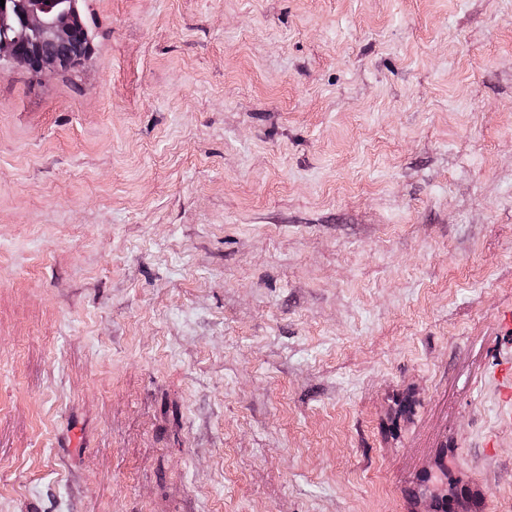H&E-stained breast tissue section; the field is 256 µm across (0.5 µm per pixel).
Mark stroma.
<instances>
[{
	"mask_svg": "<svg viewBox=\"0 0 512 512\" xmlns=\"http://www.w3.org/2000/svg\"><path fill=\"white\" fill-rule=\"evenodd\" d=\"M0 64V512H512V0H82ZM4 1V7H1L0 2V27H7L13 18L19 19L23 25L19 21H14L9 28L3 31L0 29V39L4 37L11 40H0L1 61L19 63L36 74L58 70L59 61L55 57H34L25 48L21 49L14 44L27 45L26 30L31 45L40 47L49 44L66 45L84 27L79 37L69 47L51 50L52 53L62 55L66 59V63L62 66L64 70L88 53L90 31L84 17L77 9L53 11L46 6L43 0Z\"/></svg>",
	"mask_w": 512,
	"mask_h": 512,
	"instance_id": "35a3bbf8",
	"label": "stroma"
}]
</instances>
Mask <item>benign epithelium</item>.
I'll use <instances>...</instances> for the list:
<instances>
[{"mask_svg": "<svg viewBox=\"0 0 512 512\" xmlns=\"http://www.w3.org/2000/svg\"><path fill=\"white\" fill-rule=\"evenodd\" d=\"M17 18L28 31L31 45H66L84 27L80 12L76 9L53 11L43 0H5L0 6V27H7ZM0 60L19 63L36 74L55 72L59 61L52 56H33L10 40H0Z\"/></svg>", "mask_w": 512, "mask_h": 512, "instance_id": "7a95c632", "label": "benign epithelium"}]
</instances>
